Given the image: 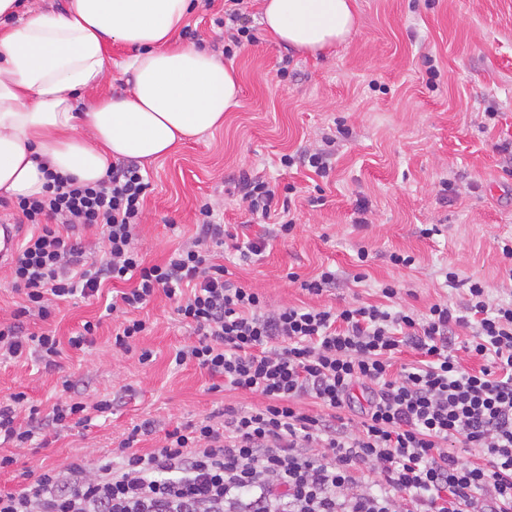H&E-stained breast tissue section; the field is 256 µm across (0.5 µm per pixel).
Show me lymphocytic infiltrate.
<instances>
[{
	"label": "lymphocytic infiltrate",
	"mask_w": 512,
	"mask_h": 512,
	"mask_svg": "<svg viewBox=\"0 0 512 512\" xmlns=\"http://www.w3.org/2000/svg\"><path fill=\"white\" fill-rule=\"evenodd\" d=\"M46 178L44 195L15 204L18 223L33 230L11 262L25 302L0 320V357L55 369L62 343L91 345L96 324L63 342L27 331L25 318L48 319L60 302L126 281L129 289L107 307L121 317L115 346L151 360L138 347L150 326L135 313L164 294L198 337L176 350L175 364L197 365L225 390L261 402L176 424L146 453L135 448L152 431L142 422L97 467L76 460L1 491L0 512H512V296L492 297L476 279L461 284L448 269L444 287L468 290L463 307L443 300L417 315L396 307L400 288L385 283L380 304L272 309L215 261L218 248L244 262L262 256L271 238L290 236L294 223L278 215L270 182L243 177L242 199L273 229L240 238L205 203L197 236L148 266L135 244L148 188L138 166L113 165L94 184ZM93 227L101 236L90 252L79 232ZM462 328L470 336L452 350ZM406 348L416 364L395 366ZM466 357L480 367H464ZM27 400L23 392L0 398V470L15 462L10 449L31 447L37 430L112 408L107 399L68 396L44 415ZM451 442L478 449L480 461L448 452ZM364 465L376 475L367 485L358 475Z\"/></svg>",
	"instance_id": "lymphocytic-infiltrate-1"
}]
</instances>
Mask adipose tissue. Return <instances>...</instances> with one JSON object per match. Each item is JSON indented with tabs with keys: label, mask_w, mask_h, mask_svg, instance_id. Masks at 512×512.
<instances>
[{
	"label": "adipose tissue",
	"mask_w": 512,
	"mask_h": 512,
	"mask_svg": "<svg viewBox=\"0 0 512 512\" xmlns=\"http://www.w3.org/2000/svg\"><path fill=\"white\" fill-rule=\"evenodd\" d=\"M191 0H67L63 11L20 14L0 0V196L45 192L54 171L91 184L113 163H151L185 140L220 128L239 104L240 78L208 50L172 39L187 25ZM274 45L316 56L345 41L354 0H261ZM133 53L120 65L107 42ZM119 68L127 90L81 106V93Z\"/></svg>",
	"instance_id": "ef3b65f1"
}]
</instances>
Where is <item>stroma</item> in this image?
Masks as SVG:
<instances>
[{
    "mask_svg": "<svg viewBox=\"0 0 512 512\" xmlns=\"http://www.w3.org/2000/svg\"><path fill=\"white\" fill-rule=\"evenodd\" d=\"M223 6L193 0L189 19L195 43L219 56L228 43L214 23ZM355 11L347 40L314 58L269 44L257 0H247L245 22L255 40L236 47L232 58L239 105L221 128L141 166L149 188L137 246L146 263H164L195 236L206 202L224 223L254 235L258 226L239 189L247 174L276 181L295 222L287 241L271 240L256 261L229 267L233 281L261 292L271 306L378 303L380 285L397 279L402 307L422 314L443 298L465 302V288H443L446 267L463 281L483 280L491 294L512 290V266L497 246L512 237V0H355ZM327 137L335 140L329 182L300 163L281 167L282 155L315 150ZM428 225L439 236L421 237ZM361 247L370 257L360 265ZM394 252L413 255L415 266H392ZM324 266L364 279L309 295L301 281ZM104 305L79 300L48 320L26 319L28 331H51L64 342L59 368L0 358V398L22 391L46 413L65 398L68 380L76 394L112 402L107 416L42 430L37 447L14 449L0 490L16 489L28 470L77 459L95 465L145 420L155 431L138 442L143 452L176 423L227 405L259 404L256 395L212 390V378L197 366H175L176 349L194 336L164 295L143 311L154 325L140 341L153 353L145 364L114 346ZM87 321L99 324L94 344L68 347Z\"/></svg>",
    "mask_w": 512,
    "mask_h": 512,
    "instance_id": "1",
    "label": "stroma"
}]
</instances>
